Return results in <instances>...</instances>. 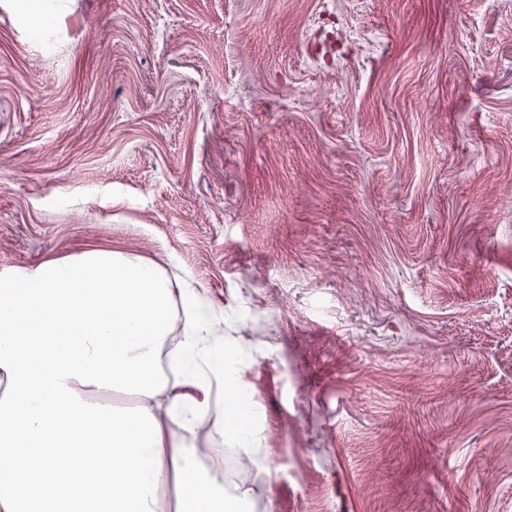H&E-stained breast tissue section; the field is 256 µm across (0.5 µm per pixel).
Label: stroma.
I'll return each instance as SVG.
<instances>
[{"mask_svg":"<svg viewBox=\"0 0 512 512\" xmlns=\"http://www.w3.org/2000/svg\"><path fill=\"white\" fill-rule=\"evenodd\" d=\"M170 254L270 510L512 512V0H0V272Z\"/></svg>","mask_w":512,"mask_h":512,"instance_id":"35a3bbf8","label":"stroma"}]
</instances>
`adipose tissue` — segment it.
Masks as SVG:
<instances>
[{
	"instance_id": "adipose-tissue-1",
	"label": "adipose tissue",
	"mask_w": 512,
	"mask_h": 512,
	"mask_svg": "<svg viewBox=\"0 0 512 512\" xmlns=\"http://www.w3.org/2000/svg\"><path fill=\"white\" fill-rule=\"evenodd\" d=\"M224 308L173 257L92 247L0 276V512H251L199 434L267 465Z\"/></svg>"
}]
</instances>
